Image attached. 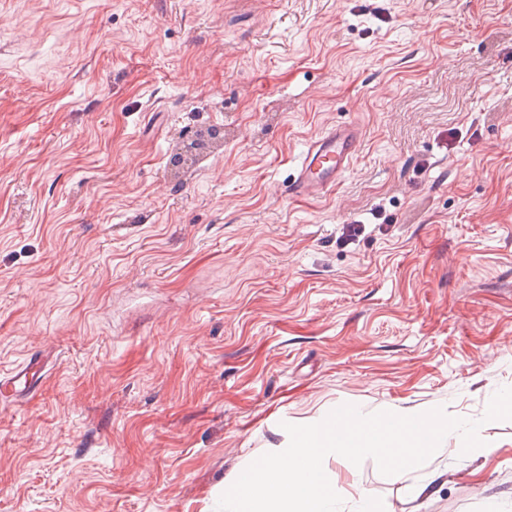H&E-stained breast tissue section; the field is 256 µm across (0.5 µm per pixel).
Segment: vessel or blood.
<instances>
[{"label": "vessel or blood", "instance_id": "b4317fda", "mask_svg": "<svg viewBox=\"0 0 512 512\" xmlns=\"http://www.w3.org/2000/svg\"><path fill=\"white\" fill-rule=\"evenodd\" d=\"M361 145L353 125L330 128L310 141L293 170L287 193L293 199L317 198L335 189Z\"/></svg>", "mask_w": 512, "mask_h": 512}]
</instances>
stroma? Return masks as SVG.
<instances>
[{"label":"stroma","instance_id":"1","mask_svg":"<svg viewBox=\"0 0 512 512\" xmlns=\"http://www.w3.org/2000/svg\"><path fill=\"white\" fill-rule=\"evenodd\" d=\"M344 124L348 173L290 199ZM33 355L0 512H216L344 404L487 450L329 457L340 512H512V420L483 419L512 387V0H0V377ZM360 145L361 133L351 124L330 128L314 138L290 175L288 196L317 198L334 190L349 171Z\"/></svg>","mask_w":512,"mask_h":512}]
</instances>
